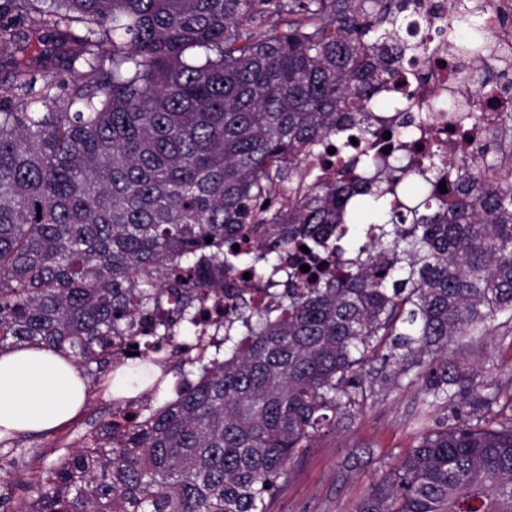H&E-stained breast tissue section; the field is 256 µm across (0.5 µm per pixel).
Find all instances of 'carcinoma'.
I'll return each mask as SVG.
<instances>
[{
  "label": "carcinoma",
  "mask_w": 512,
  "mask_h": 512,
  "mask_svg": "<svg viewBox=\"0 0 512 512\" xmlns=\"http://www.w3.org/2000/svg\"><path fill=\"white\" fill-rule=\"evenodd\" d=\"M445 2L434 28L423 0H0L23 19L0 22L1 54L53 37L0 95V353L52 348L89 388L161 369L15 512H266L376 364L436 365L454 418L356 512H512V415L492 428L445 388L448 341L512 321V166L491 179L444 155L448 129L426 149L406 134L427 68L499 101L460 69L486 58L487 0ZM53 62L72 73L62 97ZM380 95L396 106L376 117ZM379 130L406 163L383 167ZM320 143L348 172L286 193ZM362 202L384 221L352 248ZM206 267L274 285L269 305L241 295L209 319ZM170 375L192 384L160 402Z\"/></svg>",
  "instance_id": "cac0c4a2"
}]
</instances>
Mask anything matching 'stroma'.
I'll return each mask as SVG.
<instances>
[{"instance_id": "35a3bbf8", "label": "stroma", "mask_w": 512, "mask_h": 512, "mask_svg": "<svg viewBox=\"0 0 512 512\" xmlns=\"http://www.w3.org/2000/svg\"><path fill=\"white\" fill-rule=\"evenodd\" d=\"M448 364L473 384L493 380L500 402L512 400V323L494 321L485 336H456L448 344ZM434 373L420 369L386 382L367 375L372 395L355 415L342 417L334 431L288 467V477L267 512H355L363 495L391 472L415 445L420 432L446 423L448 412L429 392ZM112 418L108 389H95L83 410L57 427L53 444L36 434L22 435L27 454L17 467L0 470L13 501L27 496V481L61 457L79 449L86 434Z\"/></svg>"}]
</instances>
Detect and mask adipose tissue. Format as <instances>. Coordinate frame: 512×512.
Wrapping results in <instances>:
<instances>
[{"label":"adipose tissue","mask_w":512,"mask_h":512,"mask_svg":"<svg viewBox=\"0 0 512 512\" xmlns=\"http://www.w3.org/2000/svg\"><path fill=\"white\" fill-rule=\"evenodd\" d=\"M80 368L44 346L0 353V427L40 432L72 418L83 406Z\"/></svg>","instance_id":"ef3b65f1"}]
</instances>
